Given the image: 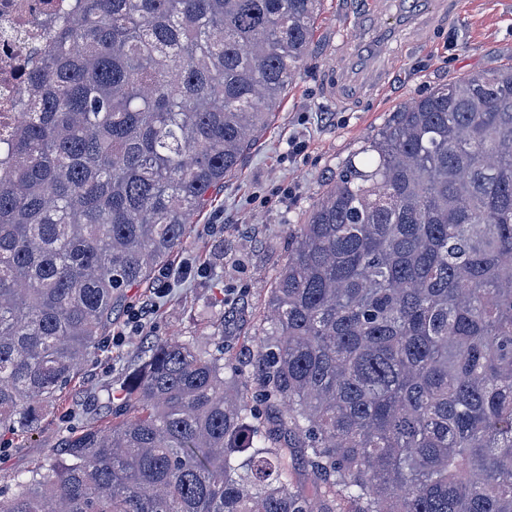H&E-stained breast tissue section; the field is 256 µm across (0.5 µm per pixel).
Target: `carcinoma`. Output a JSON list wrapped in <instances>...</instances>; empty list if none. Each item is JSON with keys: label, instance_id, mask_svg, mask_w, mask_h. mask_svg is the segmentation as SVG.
<instances>
[{"label": "carcinoma", "instance_id": "1", "mask_svg": "<svg viewBox=\"0 0 512 512\" xmlns=\"http://www.w3.org/2000/svg\"><path fill=\"white\" fill-rule=\"evenodd\" d=\"M323 0H73L0 148V432L108 346L271 122ZM512 65L391 113L270 288L251 364L155 340L0 512H512ZM303 449L305 494L288 479Z\"/></svg>", "mask_w": 512, "mask_h": 512}]
</instances>
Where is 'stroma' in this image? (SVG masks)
<instances>
[{
	"label": "stroma",
	"mask_w": 512,
	"mask_h": 512,
	"mask_svg": "<svg viewBox=\"0 0 512 512\" xmlns=\"http://www.w3.org/2000/svg\"><path fill=\"white\" fill-rule=\"evenodd\" d=\"M310 52L271 125L195 215L165 273L127 289L148 306L141 329L114 315L107 352L81 364L37 428L0 450V488L41 462L67 432L112 423L108 393L135 368L148 339L213 338L232 355L267 327L265 301L288 256V227L304 217L345 160L391 112L438 85L512 64V0H324ZM342 71L358 81L338 100Z\"/></svg>",
	"instance_id": "stroma-1"
}]
</instances>
